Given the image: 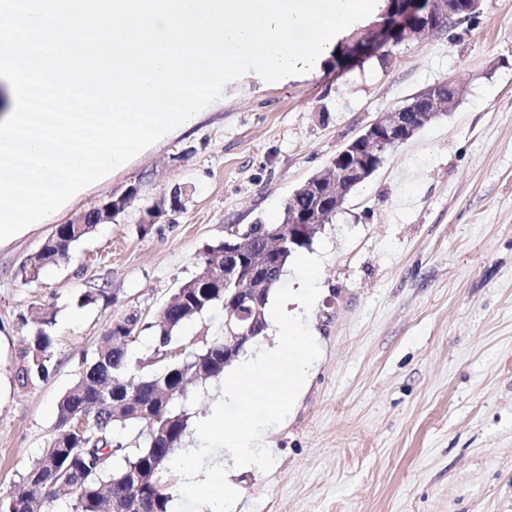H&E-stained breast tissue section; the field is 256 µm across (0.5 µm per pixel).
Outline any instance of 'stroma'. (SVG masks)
Listing matches in <instances>:
<instances>
[{"label": "stroma", "mask_w": 512, "mask_h": 512, "mask_svg": "<svg viewBox=\"0 0 512 512\" xmlns=\"http://www.w3.org/2000/svg\"><path fill=\"white\" fill-rule=\"evenodd\" d=\"M463 97L388 152L308 250L320 293L300 336L317 352L289 416L263 431L269 467L240 474L236 512H512V0L286 84L247 79L0 248V499L47 447L58 397L109 323L155 313L228 224L272 222L285 202L383 113L437 84ZM139 185L72 258L23 283L56 225ZM185 206L143 237L174 186ZM107 288L109 306L80 295ZM55 307V370L20 387L29 326Z\"/></svg>", "instance_id": "1"}]
</instances>
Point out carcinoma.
<instances>
[{
  "instance_id": "obj_1",
  "label": "carcinoma",
  "mask_w": 512,
  "mask_h": 512,
  "mask_svg": "<svg viewBox=\"0 0 512 512\" xmlns=\"http://www.w3.org/2000/svg\"><path fill=\"white\" fill-rule=\"evenodd\" d=\"M309 195L289 199L276 221L258 219L239 229L248 248L256 253L269 239L280 248L267 254L266 266L276 271L279 286L286 266L301 250V241L288 242V214L311 203ZM98 227L93 216L85 224H59L39 251L20 266L25 282H36L41 272L68 261L75 245ZM230 239L207 245L198 255V271L189 278L192 287L177 289L173 301L149 319L131 312L113 320L100 348L72 385L57 401L55 433L43 452L22 476L18 494L0 500V512H56L64 495L69 512H127L133 498L142 512H168L171 501L163 480L165 464L186 434L190 414L175 407L191 381L205 383L224 376V336H212L200 344H185L177 333L198 316L224 307L225 288H242L244 282L224 283V247ZM111 296L106 288H90L81 305L104 306ZM56 312L46 307L33 319L28 348L16 371L21 387L49 377ZM147 331L154 346L150 356L131 367L127 348L113 349L112 341L124 343ZM85 425L75 426L78 419ZM142 426L130 443L113 440L114 431Z\"/></svg>"
}]
</instances>
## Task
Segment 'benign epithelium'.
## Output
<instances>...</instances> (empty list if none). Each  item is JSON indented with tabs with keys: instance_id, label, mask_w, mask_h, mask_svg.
Segmentation results:
<instances>
[{
	"instance_id": "benign-epithelium-1",
	"label": "benign epithelium",
	"mask_w": 512,
	"mask_h": 512,
	"mask_svg": "<svg viewBox=\"0 0 512 512\" xmlns=\"http://www.w3.org/2000/svg\"><path fill=\"white\" fill-rule=\"evenodd\" d=\"M483 0H464L460 9L457 0H398L395 12L379 23L372 25L362 36L355 38L347 48L348 57H370L389 46L404 41L424 42L441 22H462L475 16ZM463 95V89L448 83V90L440 93L432 87L416 95L411 102L388 113L366 126L354 140L336 153L328 164L334 170L331 177L317 184L325 198L341 205L348 190L366 176L375 172L384 154L410 139L415 130L431 123L439 116L452 112ZM139 187L130 186L118 196H108L94 207L95 216L102 224L112 221V213L128 206L137 198ZM322 212L297 211L293 216V235L308 238L322 228ZM273 280L258 275L249 281V287L237 288L231 298L224 299L225 328L229 329L232 341L224 343V363L235 359L246 343L253 337V321L261 318L259 294L265 293ZM251 301L249 308L252 322L242 323L240 308Z\"/></svg>"
}]
</instances>
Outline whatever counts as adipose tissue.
<instances>
[{
  "label": "adipose tissue",
  "mask_w": 512,
  "mask_h": 512,
  "mask_svg": "<svg viewBox=\"0 0 512 512\" xmlns=\"http://www.w3.org/2000/svg\"><path fill=\"white\" fill-rule=\"evenodd\" d=\"M302 267L298 288L289 292L274 312L280 345L260 359L243 351L235 367L224 373L222 410L212 411L200 424L201 434L226 450L228 466L204 471L193 460L183 463V491L203 493L208 503L220 502L219 512L235 509L237 488L228 478L229 470L251 471L264 466V459L254 450L256 433L285 418L314 367L312 345L300 339L296 321L300 308L318 294L316 266L307 259Z\"/></svg>",
  "instance_id": "1"
}]
</instances>
